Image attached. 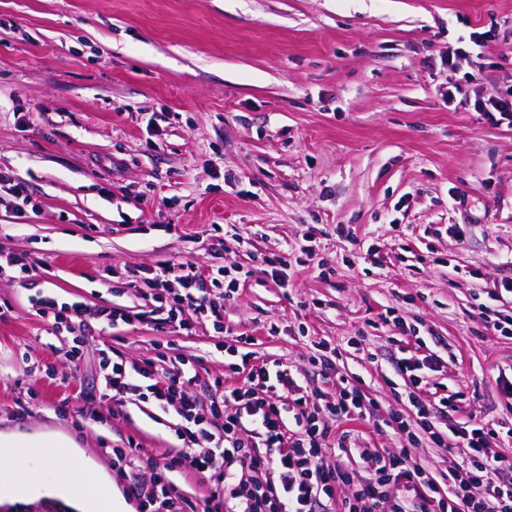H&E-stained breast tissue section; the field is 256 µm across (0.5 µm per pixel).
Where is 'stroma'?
Here are the masks:
<instances>
[{
    "label": "stroma",
    "mask_w": 512,
    "mask_h": 512,
    "mask_svg": "<svg viewBox=\"0 0 512 512\" xmlns=\"http://www.w3.org/2000/svg\"><path fill=\"white\" fill-rule=\"evenodd\" d=\"M509 89L512 0H0V169L38 206L19 224L0 205V255L47 263L28 278L0 268V436L69 442L73 477L94 469L114 512H146L112 451L135 446L149 477L147 460L179 452L181 420L135 396L100 400L102 351L185 360L207 404L238 379L234 344L252 364L301 369L328 400L348 378L373 407L347 430L392 450L391 416H415L393 389L405 325L464 415L512 423L496 386L512 339L485 329L475 301L512 279V127L474 108ZM151 112L167 115L160 134ZM308 231L313 254L291 251ZM162 260L248 271L223 331L56 330L32 306L146 309L129 275ZM410 456L444 492L462 451L424 442ZM26 465L40 488L1 501L85 512L39 449Z\"/></svg>",
    "instance_id": "obj_1"
}]
</instances>
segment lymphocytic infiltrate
Instances as JSON below:
<instances>
[{
  "label": "lymphocytic infiltrate",
  "instance_id": "f902f5d3",
  "mask_svg": "<svg viewBox=\"0 0 512 512\" xmlns=\"http://www.w3.org/2000/svg\"><path fill=\"white\" fill-rule=\"evenodd\" d=\"M224 268H203L190 261L168 262L133 271L130 287H149L153 308L127 312L109 306L89 312L80 302L60 304L41 299L39 311L54 323L86 328L88 314L107 327L149 323L162 329L192 330L209 321L221 327L224 302L232 287L224 283ZM481 319L487 330L512 335V315L499 310L504 295H512V281L485 289ZM434 355L403 357L399 369L408 385L405 396L416 411L415 422L403 417L392 421L395 434L410 446L428 441L446 450L455 446L464 456L448 472V493L439 495L431 473L412 463L406 451L371 452L358 449L367 474L356 477L345 461L327 465L330 446L347 449V433L333 434L336 421L365 417V396L360 388L341 387L335 401L304 388L290 367L251 364L249 355L232 364L242 382L229 385L209 406H202L194 389L195 378L184 369L170 370L154 360L127 364L106 358L102 398L122 403L141 393L159 404L172 405L183 424V447L177 462L208 475L213 490L203 506L177 495L166 473V462L150 484L133 481L131 492L152 512H512V458L496 450L512 440V427L468 419L458 421L459 394L448 391L433 402L423 394ZM207 450H198L199 441ZM355 483L344 504L336 502V487Z\"/></svg>",
  "mask_w": 512,
  "mask_h": 512
}]
</instances>
